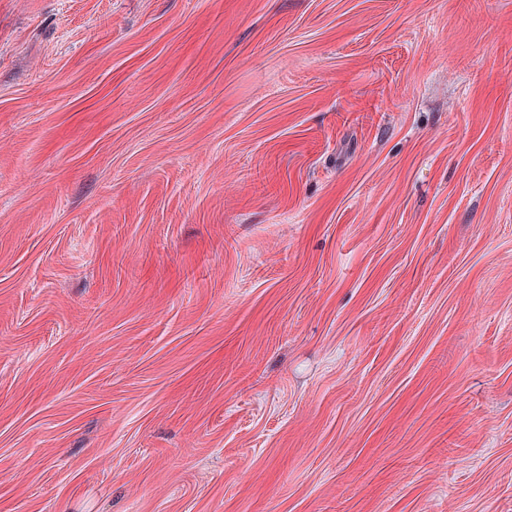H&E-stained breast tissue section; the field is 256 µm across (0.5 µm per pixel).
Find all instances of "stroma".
<instances>
[{
  "instance_id": "35a3bbf8",
  "label": "stroma",
  "mask_w": 512,
  "mask_h": 512,
  "mask_svg": "<svg viewBox=\"0 0 512 512\" xmlns=\"http://www.w3.org/2000/svg\"><path fill=\"white\" fill-rule=\"evenodd\" d=\"M0 512H512V0H0Z\"/></svg>"
}]
</instances>
